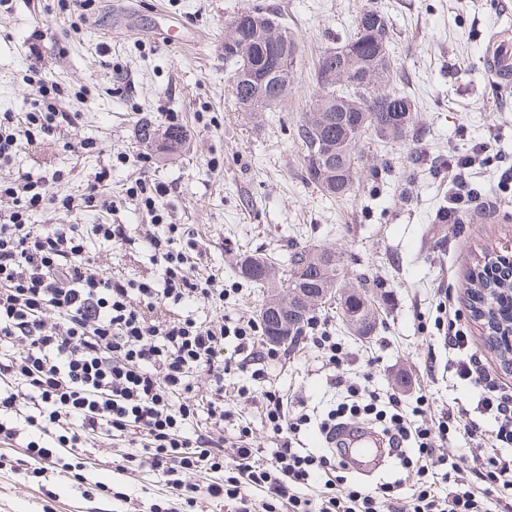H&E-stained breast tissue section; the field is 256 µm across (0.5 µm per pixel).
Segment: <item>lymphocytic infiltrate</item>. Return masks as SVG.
<instances>
[{"label": "lymphocytic infiltrate", "mask_w": 512, "mask_h": 512, "mask_svg": "<svg viewBox=\"0 0 512 512\" xmlns=\"http://www.w3.org/2000/svg\"><path fill=\"white\" fill-rule=\"evenodd\" d=\"M64 96L63 88L42 82L30 111L0 113L1 163L16 153L18 129L36 128L48 139L72 124L73 113L59 106ZM492 150L487 140L463 154L449 152V223L477 207L470 182L492 161ZM129 193L151 223L166 224V186L138 181ZM3 199L11 206L0 216V342L13 351L0 357V440L21 442L29 458L79 482L85 448L106 443L123 462L165 479L175 501L154 512H191L203 496L234 502L238 512H279L284 505L291 512H484L490 497L498 512H512V394L471 353L456 308L448 310V350L456 376L475 389L480 414L496 422L489 436L476 420H463L462 409L432 410L424 395L408 409L396 395L348 383L341 344L324 324L311 325L310 344L332 366L334 387L346 391L321 432L353 418L383 423L400 464L401 478L370 488L350 478L337 455L295 447L308 418L290 413L278 391L262 395L263 418L276 439L271 458L252 448L249 423L225 434L233 416L222 400L225 374L247 368L253 379H266L270 355L254 321L200 322L180 314L182 306L220 304L227 295L221 273L193 275L202 250L190 225L166 224V234L157 236L141 224H33L30 216L57 200L25 174L0 184ZM90 235L118 248L147 243L160 279L103 271L86 249ZM199 373L210 385L204 400ZM453 433L484 445L485 454L467 462L448 447ZM201 472L216 478L192 482ZM320 475L322 491L303 496Z\"/></svg>", "instance_id": "1"}]
</instances>
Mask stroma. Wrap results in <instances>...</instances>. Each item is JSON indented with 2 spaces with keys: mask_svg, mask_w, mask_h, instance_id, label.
I'll return each mask as SVG.
<instances>
[{
  "mask_svg": "<svg viewBox=\"0 0 512 512\" xmlns=\"http://www.w3.org/2000/svg\"><path fill=\"white\" fill-rule=\"evenodd\" d=\"M275 11L299 38L294 88L275 111L259 118L239 111L232 95L233 67L224 58L227 23L241 10ZM369 6L389 20L394 90L415 104L414 144L394 145L369 136L358 145L359 177L351 196L324 195L304 173L296 136L303 112L314 101L318 57L353 35ZM55 0H0V113L27 108L39 81L68 90L64 111L71 126L52 140L21 145L0 164V182L18 174L46 183L58 204L37 212L36 224H142L146 217L126 189L137 178L169 189L165 223L190 224L204 243L197 274H224L232 294L223 308L193 307L197 320L219 315L255 318L264 291L236 272L237 254L270 255L277 279L286 278L294 246L329 248L347 278L382 285L379 319L367 336L350 331L335 301L315 306L344 347L350 381H367L380 394L413 404L427 395L434 407L470 410L476 398L448 362L438 322L440 292L452 289L470 336L471 350L512 389V369L488 349L485 332L467 305L474 267L512 253V201L497 202L488 217L473 211L460 226L435 220L448 197L449 150L501 133L497 148L512 160V90L485 73L484 54L493 31L512 26V0H96L79 32ZM38 57L39 72L27 69ZM180 126L183 150L162 155L139 139L142 121ZM95 151L76 155L83 141ZM109 170L105 193L115 206L68 209L62 198L80 197L96 172ZM104 270L129 278L158 277L160 265L143 243L118 249L87 241ZM269 379L252 384L249 372L224 377V407L250 422L251 443L270 456L275 440L260 403L239 406L237 387L275 389L310 418L298 444L322 446L320 425L340 399L321 353L310 344L276 348ZM82 482L54 473L0 467V512H150L168 493L153 472L120 470L102 445L87 449ZM126 493L119 501L97 483Z\"/></svg>",
  "mask_w": 512,
  "mask_h": 512,
  "instance_id": "obj_1",
  "label": "stroma"
}]
</instances>
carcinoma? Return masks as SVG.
<instances>
[{"label": "carcinoma", "instance_id": "1", "mask_svg": "<svg viewBox=\"0 0 512 512\" xmlns=\"http://www.w3.org/2000/svg\"><path fill=\"white\" fill-rule=\"evenodd\" d=\"M246 9L228 24L227 36H237L244 44L241 54L224 52L235 61L233 94L243 112L248 111L257 91L273 99L265 109L281 103L276 82L270 74L280 73L293 80V67L299 53V41L282 24L279 32L288 44L279 45L273 37L258 33L252 25V13ZM388 19L374 7L359 15L356 31L341 46L322 53L315 68L317 94L312 107L299 120L296 134L304 148V172L309 183L322 193L342 198L351 193L358 176L357 146L368 133L393 143L406 144L415 123L414 104L406 96L389 90L394 66L388 52ZM291 269L285 290H273L262 304L259 327L269 336L273 328L268 310L288 302L291 289L304 288L311 293L319 288L354 289L342 300V318L357 315L355 331L366 334L376 326V310L366 284L345 283L343 266L337 263L331 249L312 251L296 247L289 257ZM238 273L258 288L271 287L274 270L264 254L243 252L236 261ZM476 288L471 294V316L483 321L486 340L502 362H512V254L496 256L490 265L474 269Z\"/></svg>", "mask_w": 512, "mask_h": 512}]
</instances>
